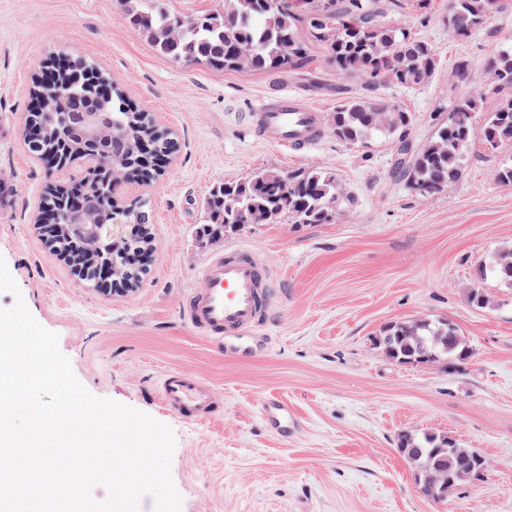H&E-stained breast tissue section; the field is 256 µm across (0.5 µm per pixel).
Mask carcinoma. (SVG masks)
<instances>
[{
  "label": "carcinoma",
  "mask_w": 512,
  "mask_h": 512,
  "mask_svg": "<svg viewBox=\"0 0 512 512\" xmlns=\"http://www.w3.org/2000/svg\"><path fill=\"white\" fill-rule=\"evenodd\" d=\"M385 0H225L224 11L185 17L169 11L163 0H121L130 24L162 55L177 64L194 63L243 74L297 70L313 62L308 44L318 42L336 68L348 76L367 78L373 90L388 84L415 89L436 72L438 57L433 47L413 36L411 30L385 18ZM497 7V0H452L448 29L466 38L480 28ZM400 47L411 50L413 59L399 64L394 59ZM492 84L512 88V50H502L488 67ZM54 97L34 120L40 138L27 143L29 151L43 159L52 150L68 156L81 155L84 145L69 133L70 113L82 111L84 98L96 100V109L109 114L107 133H124L127 170L142 181L158 174L159 168L141 163L140 141L147 139L153 155L169 158L176 142L124 101L120 87L98 67L81 56H70L68 67L56 70L52 79ZM482 99L469 98L448 107V119L432 138L412 149L406 133L412 117L403 108L374 95L340 99L328 132L350 145H367L383 137L397 139L399 175L426 187L421 196H433L458 181L460 158L474 136L475 114ZM481 140L492 151L512 150V100L489 113L481 128ZM88 176L97 182L94 200L102 203L103 222L130 225L121 247L112 249L106 237L90 249L69 228L68 205L71 187L59 189L44 206L43 219L56 225L52 241L67 253L69 266L92 281V269L109 262L113 278L125 288H135L144 271L141 258L152 249L153 237L145 205L138 202L119 208L113 205L117 184L110 169L94 167ZM339 186L336 176L324 168L283 172L261 169L243 180L215 186L207 198L208 223L202 225L205 238L224 236L248 223V217H262L263 224H327L332 218ZM484 275L512 284V247H504L483 263ZM432 323H394L387 333L394 336H435ZM448 350L444 358L463 360L469 356L467 342L453 324H448Z\"/></svg>",
  "instance_id": "1"
}]
</instances>
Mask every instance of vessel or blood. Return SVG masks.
Instances as JSON below:
<instances>
[{
	"label": "vessel or blood",
	"instance_id": "b4317fda",
	"mask_svg": "<svg viewBox=\"0 0 512 512\" xmlns=\"http://www.w3.org/2000/svg\"><path fill=\"white\" fill-rule=\"evenodd\" d=\"M322 117L306 98L283 93L261 102L246 119L261 140L303 151L319 138ZM270 293V277L253 255L217 253L206 260L197 286L184 295L180 314L190 327L233 355L261 325ZM158 389L164 405L189 421L212 418L221 401L214 388L178 369L166 371Z\"/></svg>",
	"mask_w": 512,
	"mask_h": 512
}]
</instances>
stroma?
I'll return each mask as SVG.
<instances>
[{
    "label": "stroma",
    "instance_id": "1",
    "mask_svg": "<svg viewBox=\"0 0 512 512\" xmlns=\"http://www.w3.org/2000/svg\"><path fill=\"white\" fill-rule=\"evenodd\" d=\"M387 18L439 59L426 85L379 91L412 114L414 144L433 135L450 103L482 96L479 129L512 98L486 81L488 60L512 49V0H499L466 39L448 29V0ZM53 52L98 62L130 105L179 141L154 182L115 194L121 205L148 202L154 252L136 288L104 291L81 280L36 222L47 193L74 175L50 172L23 139L32 79ZM310 53L314 62L301 71L178 65L131 27L119 0H0V256L82 384L173 430L182 512H512V287L476 275L512 245V187L495 178L512 165V150L492 153L474 141L460 179L424 197L394 176L389 140L353 146L325 133L300 153L258 140L240 115L276 91L302 94L327 114L341 94L362 92L364 79L328 63L321 45ZM310 167L332 171L340 185L331 223L248 224L212 243L198 236L214 185L263 168ZM235 248L258 259L272 292L259 344L230 358L181 319L179 306L204 262ZM476 286L490 308L469 302ZM420 317L455 323L471 356L400 364L375 346L385 325ZM171 369L209 382L221 411L192 422L162 407L157 384ZM271 396L287 401L292 422H265ZM410 430L478 449L489 462L484 478L443 501L421 496L397 448Z\"/></svg>",
    "mask_w": 512,
    "mask_h": 512
}]
</instances>
